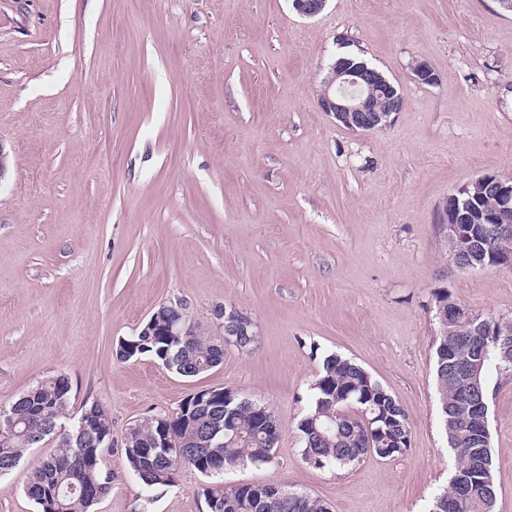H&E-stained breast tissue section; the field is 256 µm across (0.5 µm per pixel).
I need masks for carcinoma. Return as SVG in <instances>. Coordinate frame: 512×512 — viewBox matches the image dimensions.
Listing matches in <instances>:
<instances>
[{
    "label": "carcinoma",
    "instance_id": "1",
    "mask_svg": "<svg viewBox=\"0 0 512 512\" xmlns=\"http://www.w3.org/2000/svg\"><path fill=\"white\" fill-rule=\"evenodd\" d=\"M512 250V237L495 239L484 251L482 262L490 265L493 255ZM459 313L444 321L434 313L439 336L436 348L453 351L468 343L474 359L481 362L479 384L461 373L460 365L435 354V379L440 397L448 445L457 456L448 490L439 494L430 512H492L496 486L490 434L470 428V390L487 399L485 375L491 365L501 363L492 332L512 331V323L489 317L480 322L489 336L471 332L472 309L458 303ZM176 311L160 307L138 332L118 343L116 356L129 360L148 356L183 377H196L224 362V350L207 332L193 328L188 336H160L158 327ZM313 404L296 423L302 444V459L321 469L353 467L373 454L387 459L404 454L410 447L408 418L398 400L369 372L337 354L324 357L311 384ZM263 400L240 391L215 407L182 401L170 424L152 416L135 422L122 438L121 453L127 469L145 488L170 486L175 470L190 468L206 480L202 489L207 512H329L328 504L307 493L260 483H233L225 476L240 466H260L274 460L265 429L258 418ZM70 390H62L55 376L38 381L15 400L6 412L15 416L14 430L0 442V477L16 468L27 448L41 441L45 424L55 426L69 417ZM112 419L98 402L84 409L76 436L62 441L57 453L34 470L26 495L38 512H93L109 493L112 474L103 463L88 466L85 456L92 449L103 454L107 428ZM183 445L181 453L161 447L167 431ZM220 459L223 468L212 467Z\"/></svg>",
    "mask_w": 512,
    "mask_h": 512
}]
</instances>
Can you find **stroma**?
I'll return each mask as SVG.
<instances>
[{
    "instance_id": "1",
    "label": "stroma",
    "mask_w": 512,
    "mask_h": 512,
    "mask_svg": "<svg viewBox=\"0 0 512 512\" xmlns=\"http://www.w3.org/2000/svg\"><path fill=\"white\" fill-rule=\"evenodd\" d=\"M358 52L398 87L386 129L354 132L318 103L323 69ZM427 64L436 81L418 83ZM0 406L66 375L71 414L92 402L121 441L193 390L229 386L282 424L274 462L235 482L285 486L331 512H429L456 468L439 415L434 293L512 320V270H458L442 201L485 173L512 176V12L498 0H0ZM235 305L247 350L185 378L118 361L162 305L202 327ZM399 401L400 456L317 469L295 424L328 354ZM496 512H512V374L489 370ZM46 440L0 479V512L24 493ZM96 512H206L202 476L143 490L120 449Z\"/></svg>"
}]
</instances>
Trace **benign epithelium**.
Listing matches in <instances>:
<instances>
[{"label":"benign epithelium","mask_w":512,"mask_h":512,"mask_svg":"<svg viewBox=\"0 0 512 512\" xmlns=\"http://www.w3.org/2000/svg\"><path fill=\"white\" fill-rule=\"evenodd\" d=\"M327 0H292L293 9L304 17H315ZM319 103L323 111L352 131L374 132L386 127L390 117L403 107L402 96L395 95L389 80L367 62L357 65L341 57L328 65ZM482 186L498 200L495 209L484 208L481 198L470 186ZM440 223L446 230V243L455 267L474 270L480 267L472 256L479 241L491 236H512V177L483 174L448 194L441 206ZM222 322L225 343L233 345L234 336L248 334L255 326L251 318L234 305L214 311Z\"/></svg>","instance_id":"obj_1"}]
</instances>
